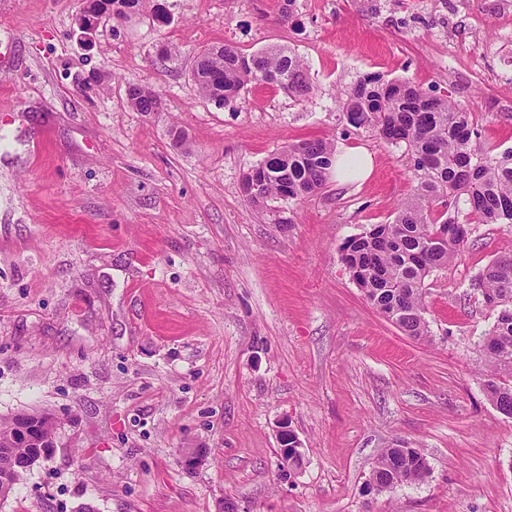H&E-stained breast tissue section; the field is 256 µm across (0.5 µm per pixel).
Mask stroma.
Instances as JSON below:
<instances>
[{
	"label": "stroma",
	"mask_w": 512,
	"mask_h": 512,
	"mask_svg": "<svg viewBox=\"0 0 512 512\" xmlns=\"http://www.w3.org/2000/svg\"><path fill=\"white\" fill-rule=\"evenodd\" d=\"M283 4L146 0L87 45L84 0H0V417L58 422L0 512H512V418L478 346L494 316L469 287L512 229L470 224L465 260L426 281L429 336L403 334L340 248L410 194L406 151L345 132L339 109L365 74L408 80L512 149V0ZM224 43L295 50L313 95L204 99L196 57ZM136 82L165 110L133 109ZM321 137L366 148L370 177L265 209L242 194L248 169ZM284 417L297 469L277 452ZM396 444L429 474L376 491ZM277 441H278V453L284 459L288 460V468L298 467L303 461L301 448H303L302 441L294 431L289 423L288 418H282L277 422ZM288 452H294L295 454L301 453L296 457H292Z\"/></svg>",
	"instance_id": "35a3bbf8"
}]
</instances>
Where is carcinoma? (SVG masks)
Returning <instances> with one entry per match:
<instances>
[{
	"instance_id": "1",
	"label": "carcinoma",
	"mask_w": 512,
	"mask_h": 512,
	"mask_svg": "<svg viewBox=\"0 0 512 512\" xmlns=\"http://www.w3.org/2000/svg\"><path fill=\"white\" fill-rule=\"evenodd\" d=\"M200 94L218 105L242 98L250 84L283 90L297 101L314 91L303 60L291 49L266 47L246 54L224 44L200 53L193 72ZM131 104L158 112L162 98L131 84ZM346 124L375 132L386 143L405 145L415 185L386 224H373L341 247V261L366 301L405 335H429L425 280L463 261L470 227L451 216L464 205L474 224L512 227V150L493 154L480 146L473 113L448 94H429L409 81L362 76L341 105ZM335 155L329 139L284 146L242 177V193L258 206L272 199L301 201L326 185ZM495 315L483 334L487 364L483 389L512 418V255L487 264L474 278ZM56 422L47 414L0 418V499L8 497L39 449L53 445ZM429 473L418 448H387L371 473L372 487L423 481Z\"/></svg>"
}]
</instances>
